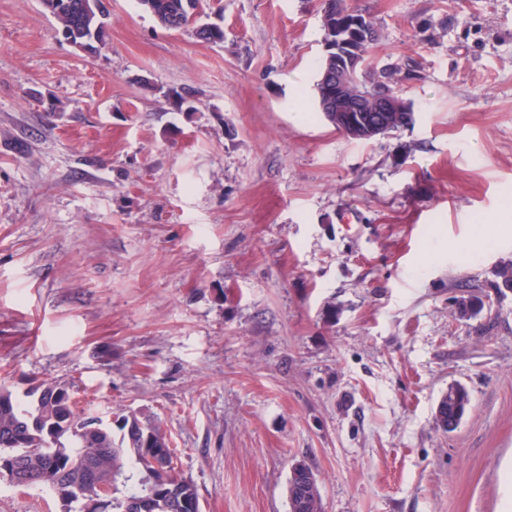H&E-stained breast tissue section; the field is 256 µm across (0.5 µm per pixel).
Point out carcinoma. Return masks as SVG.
Listing matches in <instances>:
<instances>
[{
	"label": "carcinoma",
	"mask_w": 512,
	"mask_h": 512,
	"mask_svg": "<svg viewBox=\"0 0 512 512\" xmlns=\"http://www.w3.org/2000/svg\"><path fill=\"white\" fill-rule=\"evenodd\" d=\"M145 9L160 24L172 30L187 27L197 15L200 0H141ZM84 0H42L44 9L65 28L77 34L74 45L84 37L107 38V32L97 12L83 8ZM324 41H342L341 51L366 62L358 78L373 85H381L396 92L394 73L390 67L378 66L370 60L371 45L353 31L357 9L347 0H326L322 6ZM336 71V52L326 51L320 79L316 84L318 107L336 102V86L325 78V73ZM323 116L348 137L362 142L404 127L409 120L407 112H343L336 118L331 112ZM482 301L471 296L458 301V312L463 318L478 315ZM470 405L468 391L451 384L437 405L436 421L450 431L458 426ZM86 415L78 406L68 388L61 384L42 385L19 400L11 390L0 387V473L3 462L16 456L26 463L40 479V484L65 501L79 500L80 487L94 481V476L81 470L82 460L95 458L100 475H112V510L122 512L125 500L152 486L154 498L144 512H169L171 498H181L187 504L186 512H201L200 498L194 483L176 472L175 450L160 425L136 414L122 418L120 434L112 427L99 423L83 433L73 430V421ZM137 431H128V426ZM290 512H322L319 485L311 482L289 498Z\"/></svg>",
	"instance_id": "carcinoma-1"
}]
</instances>
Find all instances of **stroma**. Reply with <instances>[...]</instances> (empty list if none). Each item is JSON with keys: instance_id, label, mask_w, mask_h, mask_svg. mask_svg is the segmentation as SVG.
Wrapping results in <instances>:
<instances>
[{"instance_id": "stroma-1", "label": "stroma", "mask_w": 512, "mask_h": 512, "mask_svg": "<svg viewBox=\"0 0 512 512\" xmlns=\"http://www.w3.org/2000/svg\"><path fill=\"white\" fill-rule=\"evenodd\" d=\"M110 3L88 54L0 0V384L150 416L202 512H289L297 461L323 512H506L512 0H350L414 111L368 142L316 111L317 0H201L217 44ZM470 405L468 391L461 385L451 384L437 405L436 421L445 431L453 430L461 422Z\"/></svg>"}]
</instances>
